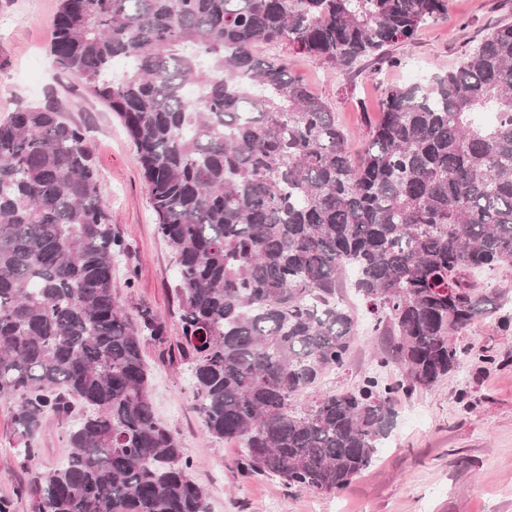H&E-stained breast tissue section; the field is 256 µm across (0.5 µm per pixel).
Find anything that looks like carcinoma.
<instances>
[{
    "instance_id": "obj_1",
    "label": "carcinoma",
    "mask_w": 512,
    "mask_h": 512,
    "mask_svg": "<svg viewBox=\"0 0 512 512\" xmlns=\"http://www.w3.org/2000/svg\"><path fill=\"white\" fill-rule=\"evenodd\" d=\"M447 14L448 0H62L54 18L55 69L122 119L175 255L169 357L247 475L344 490L391 437L396 394L452 371L450 336L500 309L470 272L512 267V21L456 68L388 86L357 155L285 58L254 53L396 67L389 46ZM122 251L84 127L50 104L1 120L0 400L32 512H209L154 414L144 347L167 337L151 309L120 306ZM348 270L392 346L357 387L319 391L357 336L337 297ZM48 417L70 452L44 470Z\"/></svg>"
}]
</instances>
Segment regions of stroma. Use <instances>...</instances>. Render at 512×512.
<instances>
[{"mask_svg": "<svg viewBox=\"0 0 512 512\" xmlns=\"http://www.w3.org/2000/svg\"><path fill=\"white\" fill-rule=\"evenodd\" d=\"M61 0H0V119L21 105L59 106L66 120L87 126L99 174L100 200L125 254L112 265V282L128 316L150 308L165 324L168 341L147 344L148 394L154 413L180 440L191 476L207 495L210 512H512V268L481 271L478 291L496 288L503 310L456 332L459 367L412 396L397 395V425L373 467L336 493L299 491L283 481L244 475L236 442L207 437L194 408L186 365L167 351L179 340L173 254L156 231V217L130 138L108 106L81 81L60 75L49 53L51 24ZM512 20V0H449L446 19L423 26L415 40L390 46L400 67L337 75L317 58L285 46H263L259 56L286 57L291 72L326 101L353 151L363 149L386 85L412 84L435 69L457 64L466 44ZM343 295L359 333L349 363L324 375L326 390L354 388L390 339L372 333L367 309L343 278ZM467 399H460V392ZM12 407L0 401V497L14 512H31L15 499L27 475L15 458Z\"/></svg>", "mask_w": 512, "mask_h": 512, "instance_id": "1", "label": "stroma"}]
</instances>
